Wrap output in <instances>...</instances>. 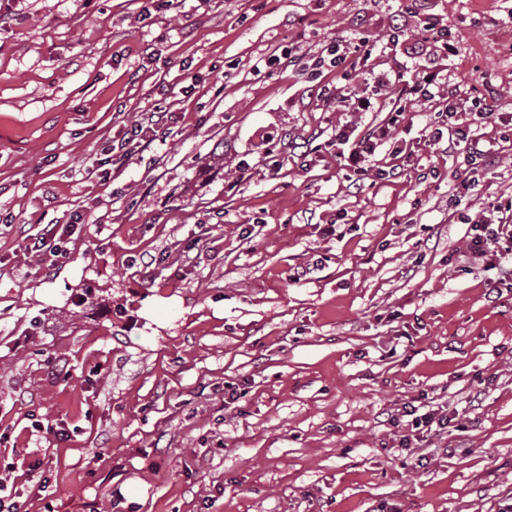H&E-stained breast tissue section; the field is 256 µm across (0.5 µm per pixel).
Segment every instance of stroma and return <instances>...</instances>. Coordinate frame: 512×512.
<instances>
[{"label":"stroma","instance_id":"stroma-1","mask_svg":"<svg viewBox=\"0 0 512 512\" xmlns=\"http://www.w3.org/2000/svg\"><path fill=\"white\" fill-rule=\"evenodd\" d=\"M397 7L0 0V478L30 512H512V289L489 300L498 271L456 267L480 208L451 200L460 159L410 133L401 176L355 188L323 148L385 115L325 111L315 58L367 38L351 88L373 87L405 57L386 46ZM425 8L461 97L512 113V0ZM297 47L298 67H260ZM159 108L166 139L121 150ZM266 134L310 165L283 149L270 174ZM77 208L70 262L24 258ZM424 393L456 417L418 444L423 470L386 418ZM426 31L429 33L428 36L420 38L421 42L428 44L436 55L442 56L448 59V56L453 55L455 52V45L451 39V35L448 34V29L438 24L431 18H426L425 25Z\"/></svg>","mask_w":512,"mask_h":512}]
</instances>
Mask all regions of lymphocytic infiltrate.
Listing matches in <instances>:
<instances>
[{"label":"lymphocytic infiltrate","instance_id":"f902f5d3","mask_svg":"<svg viewBox=\"0 0 512 512\" xmlns=\"http://www.w3.org/2000/svg\"><path fill=\"white\" fill-rule=\"evenodd\" d=\"M326 64L335 69L338 81L334 86L321 89L320 99L326 108L339 112H372L376 109L373 95H359L349 92L347 81L352 80L356 68L354 58L369 59L372 49L367 41L336 42L327 50ZM380 85H397L401 91L391 108L387 122L358 129L357 125L346 123L337 126L330 143L336 148V162L344 171L347 181L357 183L363 180L374 182L395 178L394 169L379 165L376 151L388 146L391 156H400L403 148L398 139L402 124L408 122L416 107L426 102L443 100V116L446 128H434L428 135L432 145L447 143L449 150L461 151L467 166L481 163L491 164L496 153L495 144L486 140L477 129L495 118L494 102H475L465 105L462 98L449 88V77L436 66H421L410 71L408 66L389 68L378 77ZM469 112L470 123L459 122L462 112ZM83 211H74L69 223L44 225L40 234L28 244L29 252L52 259H66L71 255L69 244L79 224L85 223ZM465 256L471 263L484 264L489 268L506 269L512 264V194L502 193L484 201L481 211L475 216L469 233ZM387 422L401 450H410L413 442L425 438H437L448 427V414L443 407L418 404L407 400L390 412Z\"/></svg>","mask_w":512,"mask_h":512}]
</instances>
